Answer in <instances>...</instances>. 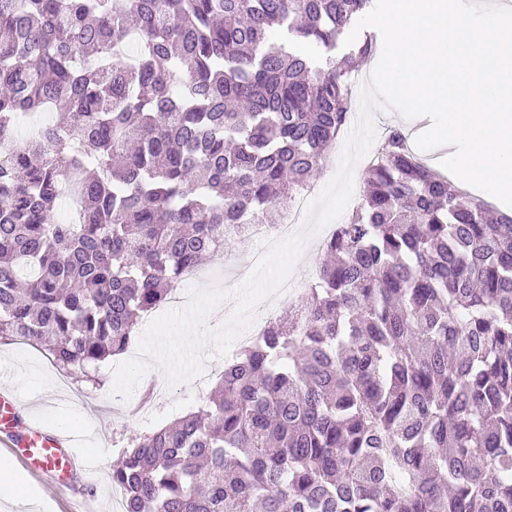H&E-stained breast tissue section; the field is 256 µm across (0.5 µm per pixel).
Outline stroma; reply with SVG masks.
Listing matches in <instances>:
<instances>
[{"label": "stroma", "instance_id": "35a3bbf8", "mask_svg": "<svg viewBox=\"0 0 512 512\" xmlns=\"http://www.w3.org/2000/svg\"><path fill=\"white\" fill-rule=\"evenodd\" d=\"M100 387L69 377L60 381L46 352L0 341V390H13L23 405L24 420L43 425L69 440L73 460L66 490H59L49 478L27 477L24 493L0 497V512H82L94 504L96 512H120L122 492L112 483V468L122 453L121 434L141 433L165 425L187 411L203 405L215 378L202 387L181 384L168 387L158 366H150L146 377L152 380L157 398L148 412L130 413L131 401L112 395L110 363L98 368Z\"/></svg>", "mask_w": 512, "mask_h": 512}]
</instances>
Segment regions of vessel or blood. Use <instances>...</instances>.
I'll return each mask as SVG.
<instances>
[{
    "mask_svg": "<svg viewBox=\"0 0 512 512\" xmlns=\"http://www.w3.org/2000/svg\"><path fill=\"white\" fill-rule=\"evenodd\" d=\"M21 412L17 398L10 391H1L0 446L11 455L27 461L33 475H50L57 487H64L72 468V459L65 451L66 438L35 425L29 427L22 440H14L12 431Z\"/></svg>",
    "mask_w": 512,
    "mask_h": 512,
    "instance_id": "b4317fda",
    "label": "vessel or blood"
}]
</instances>
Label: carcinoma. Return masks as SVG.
I'll list each match as a JSON object with an SVG mask.
<instances>
[{"mask_svg": "<svg viewBox=\"0 0 512 512\" xmlns=\"http://www.w3.org/2000/svg\"><path fill=\"white\" fill-rule=\"evenodd\" d=\"M374 4L0 0V340L98 383L225 225L322 172ZM322 251L204 406L129 438L123 512H512V216L391 125Z\"/></svg>", "mask_w": 512, "mask_h": 512, "instance_id": "1", "label": "carcinoma"}]
</instances>
